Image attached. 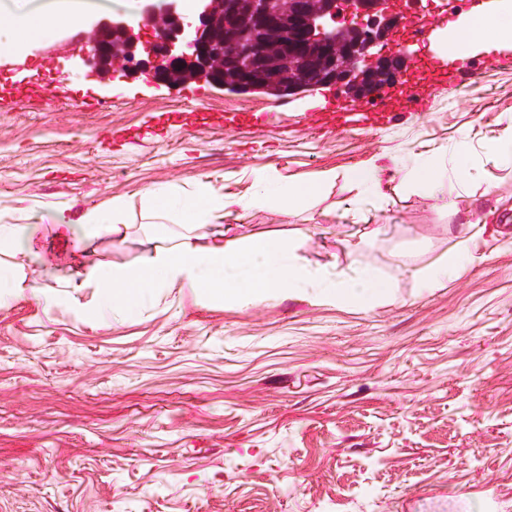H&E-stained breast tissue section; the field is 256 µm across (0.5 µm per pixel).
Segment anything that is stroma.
<instances>
[{
    "mask_svg": "<svg viewBox=\"0 0 512 512\" xmlns=\"http://www.w3.org/2000/svg\"><path fill=\"white\" fill-rule=\"evenodd\" d=\"M128 3L0 54V224L27 225L61 273L139 264L148 191L205 182L243 196L268 166L308 180L371 160L387 175L465 132L480 178L454 217L416 186L360 206L341 179L289 218L228 216L241 235L301 239L308 266H369L395 283L364 309L291 292L242 307L170 288L102 324L96 289L65 292L27 264L50 301H0V512H512V170L483 160L512 116V48L475 49L471 80L384 124L321 128L313 113L340 93L291 101L72 68L91 29ZM473 5L398 3L439 29ZM23 85L42 93L14 94ZM191 112L267 119L154 126ZM121 127L139 138L103 145ZM115 197L135 226L124 242L104 236L77 255L55 236L58 216ZM457 252L465 274L425 287Z\"/></svg>",
    "mask_w": 512,
    "mask_h": 512,
    "instance_id": "35a3bbf8",
    "label": "stroma"
}]
</instances>
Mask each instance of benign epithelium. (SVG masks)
<instances>
[{
    "mask_svg": "<svg viewBox=\"0 0 512 512\" xmlns=\"http://www.w3.org/2000/svg\"><path fill=\"white\" fill-rule=\"evenodd\" d=\"M179 2L170 0L161 12H148L153 37L146 42L121 17L99 22L87 36V50L73 58L72 66L102 79L119 73L134 80L147 74L169 87L204 81L234 92L291 99L338 90L345 100L359 102L396 87L412 56L410 45L391 44L392 34L406 20L396 7L398 0H278L275 8L272 0H249L237 26L288 35L285 46L293 49L291 56L306 51L299 71L255 64L262 56L259 44L245 46L239 40L224 21V0H194L191 17ZM339 32L347 38L337 37ZM245 56L252 63L238 67L233 80H224L225 62Z\"/></svg>",
    "mask_w": 512,
    "mask_h": 512,
    "instance_id": "7a95c632",
    "label": "benign epithelium"
}]
</instances>
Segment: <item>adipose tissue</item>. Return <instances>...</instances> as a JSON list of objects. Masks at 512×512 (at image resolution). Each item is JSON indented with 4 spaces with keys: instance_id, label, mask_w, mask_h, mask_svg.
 I'll use <instances>...</instances> for the list:
<instances>
[{
    "instance_id": "adipose-tissue-1",
    "label": "adipose tissue",
    "mask_w": 512,
    "mask_h": 512,
    "mask_svg": "<svg viewBox=\"0 0 512 512\" xmlns=\"http://www.w3.org/2000/svg\"><path fill=\"white\" fill-rule=\"evenodd\" d=\"M83 0H52L41 8L31 0H0V51L22 45L50 43L60 29L82 23ZM512 46V0H496L487 12L468 13L463 20L441 30L432 42L436 53H464L475 46ZM464 147L453 157L445 153H422L407 168L396 169L402 182L428 188L449 215L459 212V188ZM256 190L249 197L219 193L210 184H197L188 195L151 193L143 201L156 216L169 212L180 219L175 238L155 235L140 265L116 267L97 264L80 277H65L64 287L79 291L88 286L98 290L96 318H117L161 288H187L206 296L222 297L242 304L272 301L283 291L322 297L360 308L387 300L390 280L371 268L339 271L310 268L300 263L298 242H281L258 235L234 246L227 240L225 216L240 210L272 209L288 216L334 183V171H324L310 181L290 182L271 169L254 175ZM127 203L114 198L85 211L79 224L88 234H105L123 242L130 231L124 221Z\"/></svg>"
}]
</instances>
